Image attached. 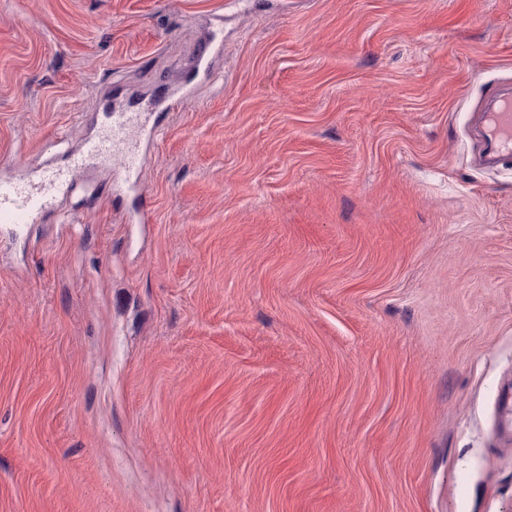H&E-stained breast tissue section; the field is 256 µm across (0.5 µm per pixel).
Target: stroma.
I'll return each instance as SVG.
<instances>
[{"instance_id": "1", "label": "stroma", "mask_w": 512, "mask_h": 512, "mask_svg": "<svg viewBox=\"0 0 512 512\" xmlns=\"http://www.w3.org/2000/svg\"><path fill=\"white\" fill-rule=\"evenodd\" d=\"M508 80L512 0H0V180L193 89L0 241V512H512ZM486 97L495 101L485 112L477 114L484 143L479 165L494 168L506 165L512 154V91L500 95L497 85Z\"/></svg>"}]
</instances>
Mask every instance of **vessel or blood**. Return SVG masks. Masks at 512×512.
Returning a JSON list of instances; mask_svg holds the SVG:
<instances>
[{
    "label": "vessel or blood",
    "instance_id": "vessel-or-blood-1",
    "mask_svg": "<svg viewBox=\"0 0 512 512\" xmlns=\"http://www.w3.org/2000/svg\"><path fill=\"white\" fill-rule=\"evenodd\" d=\"M491 106L478 119L484 143L481 166L494 168L512 160V92L492 91ZM147 115L122 107H111L105 115L98 134L85 142L74 154L68 167L37 170L35 178L25 176L0 182V226L13 231L35 222L47 209L57 189L72 183L83 172L89 160L111 162L115 154H122L128 174L138 173L142 156L135 142L144 131Z\"/></svg>",
    "mask_w": 512,
    "mask_h": 512
}]
</instances>
